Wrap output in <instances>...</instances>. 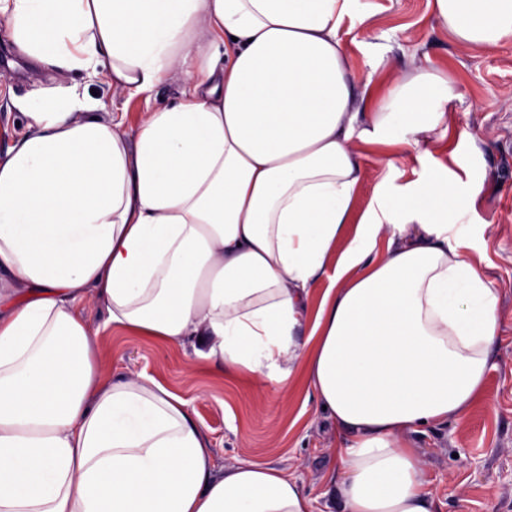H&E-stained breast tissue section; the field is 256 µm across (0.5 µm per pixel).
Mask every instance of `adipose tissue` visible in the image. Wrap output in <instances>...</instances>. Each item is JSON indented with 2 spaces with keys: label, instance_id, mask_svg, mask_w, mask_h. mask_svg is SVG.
I'll use <instances>...</instances> for the list:
<instances>
[{
  "label": "adipose tissue",
  "instance_id": "adipose-tissue-1",
  "mask_svg": "<svg viewBox=\"0 0 512 512\" xmlns=\"http://www.w3.org/2000/svg\"><path fill=\"white\" fill-rule=\"evenodd\" d=\"M433 10L466 48L512 41V0ZM359 21L356 0H0L35 65L104 67L132 95L186 86L131 136L72 90L29 103L0 156V512H313L273 466L216 471L182 398L112 380L88 301L282 395L302 366L340 430L344 512H432L412 435L482 397L499 294L448 180L467 158L388 178L447 139L450 79L421 66L373 88L340 36ZM362 144L385 151L355 219ZM431 164L425 158L421 162H409L405 165L397 163V168L391 173V178L398 185H404L430 175Z\"/></svg>",
  "mask_w": 512,
  "mask_h": 512
}]
</instances>
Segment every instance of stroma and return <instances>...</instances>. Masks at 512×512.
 Here are the masks:
<instances>
[{
	"label": "stroma",
	"instance_id": "35a3bbf8",
	"mask_svg": "<svg viewBox=\"0 0 512 512\" xmlns=\"http://www.w3.org/2000/svg\"><path fill=\"white\" fill-rule=\"evenodd\" d=\"M362 24L344 25L351 61L382 82L390 70L412 74L415 64L448 75L457 98L450 119L470 137L454 141L469 159L455 169L454 184L473 192L464 218L481 245L483 267L500 295L498 343L491 356L484 395L460 421L426 428L412 439L425 460L434 512H512V43L461 50L433 15L432 0H358ZM0 24V154L24 128L19 101L45 99L62 87L75 89L100 120L124 116L135 130L144 113L182 98L171 80L154 91L128 95L112 89L105 75L60 74L29 69L10 50ZM87 322L100 328L99 358L113 377H151L188 402L213 451L217 467L248 458L294 474L315 512H341L333 483L339 471L338 429L318 411L303 370H295L288 397L255 379H239L196 359L191 347L129 335L105 327L106 310L90 302Z\"/></svg>",
	"mask_w": 512,
	"mask_h": 512
}]
</instances>
